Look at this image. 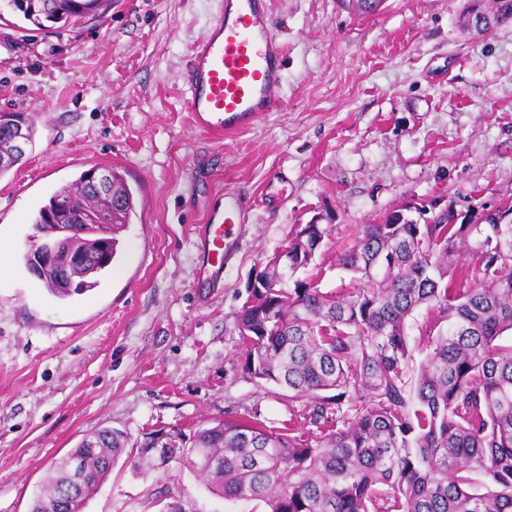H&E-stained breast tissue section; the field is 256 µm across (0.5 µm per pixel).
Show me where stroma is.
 Returning a JSON list of instances; mask_svg holds the SVG:
<instances>
[{
    "label": "stroma",
    "instance_id": "obj_1",
    "mask_svg": "<svg viewBox=\"0 0 512 512\" xmlns=\"http://www.w3.org/2000/svg\"><path fill=\"white\" fill-rule=\"evenodd\" d=\"M221 0H112L103 17L36 29L0 0V112L35 131L0 176V512H30L54 461L102 428L143 442L224 420L288 419L307 400L250 378L235 313L269 259L319 213L334 217L298 279L345 295L337 264L362 225L434 199L457 210L512 199V26L464 31V0H270L286 49L282 107L215 140L186 108L192 43ZM138 206L112 269L61 300L24 264L37 209L99 162ZM235 189L256 199L222 288L198 300L194 225ZM83 512H266L213 494L178 464L149 476L117 464Z\"/></svg>",
    "mask_w": 512,
    "mask_h": 512
}]
</instances>
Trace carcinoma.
<instances>
[{
  "label": "carcinoma",
  "instance_id": "carcinoma-1",
  "mask_svg": "<svg viewBox=\"0 0 512 512\" xmlns=\"http://www.w3.org/2000/svg\"><path fill=\"white\" fill-rule=\"evenodd\" d=\"M480 11L483 32L512 23V0H466L463 13ZM111 193L99 194L83 171L54 191L34 217L35 240L58 205L80 210L90 227L74 229L78 245L107 246L91 273H65L67 258L37 279L65 299L92 290L117 258L116 231L136 214L134 190L110 165ZM423 223L391 213L364 224L338 265L356 286L338 298L317 286L285 283L313 263L316 241L331 225L303 226L289 241L288 265L251 288L235 324L245 346L243 370L310 401L305 437L290 420L273 432L259 421L218 422L188 442L153 438L138 446L115 430H99L54 462L31 512H81L121 456L147 475L159 468L155 448L200 477L226 499L263 501L269 512H512V203L503 224L453 223V212L433 204L401 208ZM462 243L476 255L455 272ZM430 348L409 376L413 348L407 320L420 307ZM81 468L72 484L69 460Z\"/></svg>",
  "mask_w": 512,
  "mask_h": 512
}]
</instances>
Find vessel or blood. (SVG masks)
Wrapping results in <instances>:
<instances>
[{
  "label": "vessel or blood",
  "mask_w": 512,
  "mask_h": 512,
  "mask_svg": "<svg viewBox=\"0 0 512 512\" xmlns=\"http://www.w3.org/2000/svg\"><path fill=\"white\" fill-rule=\"evenodd\" d=\"M285 62L268 0H224L185 64L189 112L203 130L223 133L278 111ZM252 220L249 199L228 191L223 205L212 208L206 222L196 225L199 258L192 286L199 299L223 285L224 272L243 250Z\"/></svg>",
  "instance_id": "vessel-or-blood-1"
}]
</instances>
